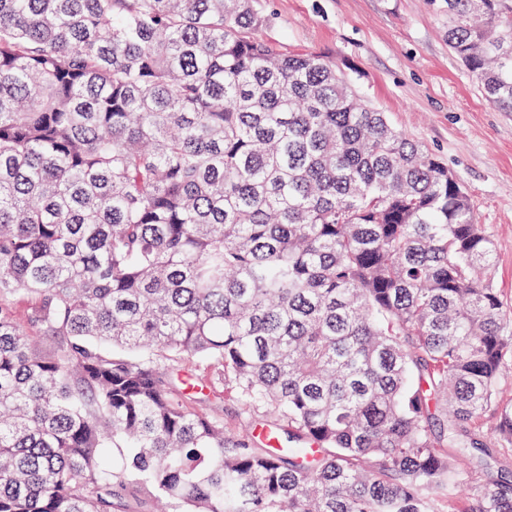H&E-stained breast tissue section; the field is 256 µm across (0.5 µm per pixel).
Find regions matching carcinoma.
I'll use <instances>...</instances> for the list:
<instances>
[{
  "mask_svg": "<svg viewBox=\"0 0 512 512\" xmlns=\"http://www.w3.org/2000/svg\"><path fill=\"white\" fill-rule=\"evenodd\" d=\"M447 3L512 112V0ZM266 24L253 0H0V512H512L477 426L512 445L496 240ZM194 356L237 431L189 406L168 362Z\"/></svg>",
  "mask_w": 512,
  "mask_h": 512,
  "instance_id": "cac0c4a2",
  "label": "carcinoma"
}]
</instances>
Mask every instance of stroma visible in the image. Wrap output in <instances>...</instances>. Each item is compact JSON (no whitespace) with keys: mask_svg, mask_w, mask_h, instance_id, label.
<instances>
[{"mask_svg":"<svg viewBox=\"0 0 512 512\" xmlns=\"http://www.w3.org/2000/svg\"><path fill=\"white\" fill-rule=\"evenodd\" d=\"M262 38L343 68L393 127L453 172L498 242L493 282L512 309V112L490 106L448 49L446 0H254Z\"/></svg>","mask_w":512,"mask_h":512,"instance_id":"obj_1","label":"stroma"}]
</instances>
